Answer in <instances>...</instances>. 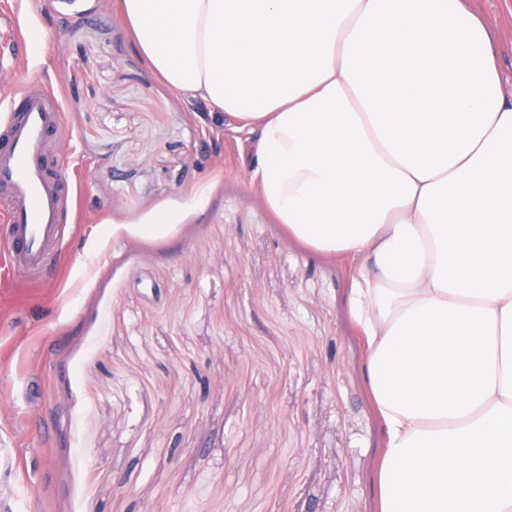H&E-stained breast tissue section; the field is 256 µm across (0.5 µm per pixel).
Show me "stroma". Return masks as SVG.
Segmentation results:
<instances>
[{
    "mask_svg": "<svg viewBox=\"0 0 512 512\" xmlns=\"http://www.w3.org/2000/svg\"><path fill=\"white\" fill-rule=\"evenodd\" d=\"M466 4L512 85V0ZM4 8L29 47L0 86L59 96L77 220L39 275L0 269V512H379L346 260L287 234L110 0Z\"/></svg>",
    "mask_w": 512,
    "mask_h": 512,
    "instance_id": "1",
    "label": "stroma"
}]
</instances>
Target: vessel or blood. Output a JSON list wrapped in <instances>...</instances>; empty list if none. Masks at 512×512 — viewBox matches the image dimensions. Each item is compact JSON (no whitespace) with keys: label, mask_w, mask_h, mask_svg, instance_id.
Returning <instances> with one entry per match:
<instances>
[{"label":"vessel or blood","mask_w":512,"mask_h":512,"mask_svg":"<svg viewBox=\"0 0 512 512\" xmlns=\"http://www.w3.org/2000/svg\"><path fill=\"white\" fill-rule=\"evenodd\" d=\"M0 197L6 208L8 263L29 271L45 265L64 237L69 188L50 172L46 149L62 130V106L47 88L0 90Z\"/></svg>","instance_id":"b4317fda"}]
</instances>
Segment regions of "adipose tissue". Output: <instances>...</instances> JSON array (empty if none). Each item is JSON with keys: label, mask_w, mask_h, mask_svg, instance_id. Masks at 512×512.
<instances>
[{"label": "adipose tissue", "mask_w": 512, "mask_h": 512, "mask_svg": "<svg viewBox=\"0 0 512 512\" xmlns=\"http://www.w3.org/2000/svg\"><path fill=\"white\" fill-rule=\"evenodd\" d=\"M152 73L240 121L296 238L355 266L380 512H512V91L464 0H114Z\"/></svg>", "instance_id": "1"}]
</instances>
